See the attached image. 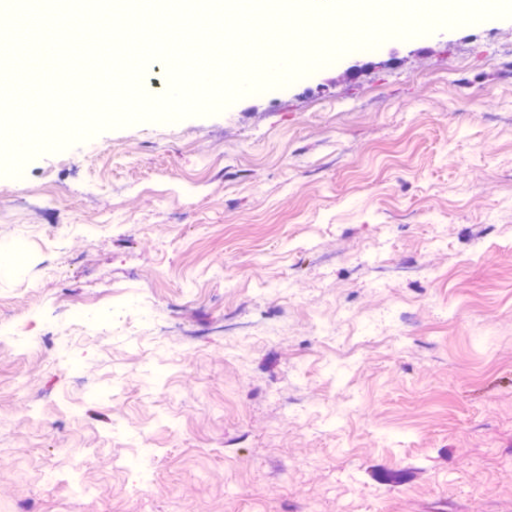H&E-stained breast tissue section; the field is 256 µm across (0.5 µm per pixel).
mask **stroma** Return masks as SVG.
Listing matches in <instances>:
<instances>
[{"label": "stroma", "instance_id": "obj_1", "mask_svg": "<svg viewBox=\"0 0 512 512\" xmlns=\"http://www.w3.org/2000/svg\"><path fill=\"white\" fill-rule=\"evenodd\" d=\"M275 87L0 172V512H512V16Z\"/></svg>", "mask_w": 512, "mask_h": 512}]
</instances>
